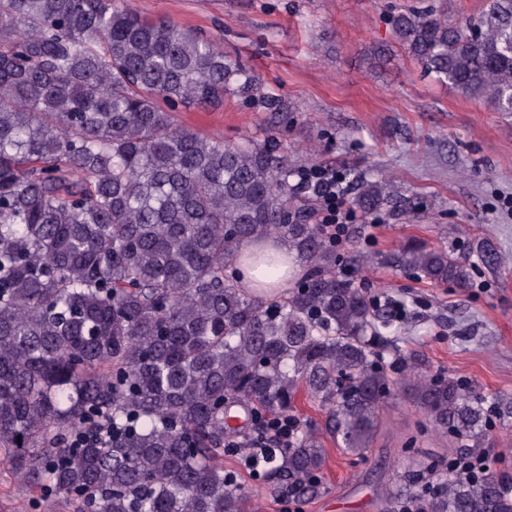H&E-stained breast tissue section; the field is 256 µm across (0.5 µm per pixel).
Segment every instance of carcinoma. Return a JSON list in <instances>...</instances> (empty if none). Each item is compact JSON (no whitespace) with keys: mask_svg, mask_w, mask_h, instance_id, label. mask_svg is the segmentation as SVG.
Instances as JSON below:
<instances>
[{"mask_svg":"<svg viewBox=\"0 0 512 512\" xmlns=\"http://www.w3.org/2000/svg\"><path fill=\"white\" fill-rule=\"evenodd\" d=\"M424 72L512 112V0H490L464 32L448 6L393 18ZM211 40L128 0H0V447L13 469L85 512H249L224 466L243 410L288 417L286 446L251 454L260 480L298 496L326 464L324 434L364 460L381 404L409 396L438 429L481 447L512 423V397L440 371L387 363L390 306L336 276L309 223L313 191L274 137L233 145L178 124L180 107L262 96ZM405 201L363 180L352 208ZM276 237L299 263L268 299L224 274L245 243ZM481 263H500L483 242ZM399 262L434 284L471 286L469 259L407 241ZM327 414L320 431L299 395ZM423 512H512L488 473L412 481Z\"/></svg>","mask_w":512,"mask_h":512,"instance_id":"cac0c4a2","label":"carcinoma"}]
</instances>
